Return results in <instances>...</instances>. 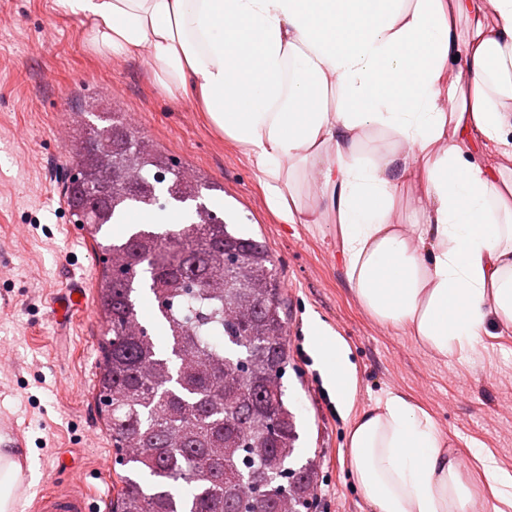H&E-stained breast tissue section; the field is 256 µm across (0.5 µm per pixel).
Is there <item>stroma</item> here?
Returning <instances> with one entry per match:
<instances>
[{
  "label": "stroma",
  "instance_id": "obj_1",
  "mask_svg": "<svg viewBox=\"0 0 512 512\" xmlns=\"http://www.w3.org/2000/svg\"><path fill=\"white\" fill-rule=\"evenodd\" d=\"M0 422L17 430L41 478L72 485L98 465L99 490L116 476L112 442L93 385L104 327L96 282L102 265L88 234L72 224L63 189L71 173L57 127L113 109L162 152L217 183L209 200L265 240L287 306L290 365L283 379L297 417L298 462L316 458L312 512H371L345 455L352 417L395 391L426 410L447 436L474 494L493 512L491 477L474 458L512 473V329L489 326L475 346L440 358L401 327L384 325L356 301L329 224H282L242 148L211 126L192 97L169 94L144 57H104L89 25L54 0H0ZM86 292L87 313L56 321L53 303ZM348 343L357 390L351 414L337 408L317 360L311 321Z\"/></svg>",
  "mask_w": 512,
  "mask_h": 512
}]
</instances>
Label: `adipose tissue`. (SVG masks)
<instances>
[{
    "label": "adipose tissue",
    "instance_id": "obj_1",
    "mask_svg": "<svg viewBox=\"0 0 512 512\" xmlns=\"http://www.w3.org/2000/svg\"><path fill=\"white\" fill-rule=\"evenodd\" d=\"M104 56L146 55L241 145L284 224H331L360 306L445 357L512 328V0H56ZM472 23L469 38L458 17ZM336 106H329V93ZM377 138H369V131ZM492 149L496 164L475 161ZM315 180L301 197L299 180ZM337 405L346 340L311 326ZM346 454L372 512H470L429 414L390 392ZM30 454L0 438V512Z\"/></svg>",
    "mask_w": 512,
    "mask_h": 512
}]
</instances>
